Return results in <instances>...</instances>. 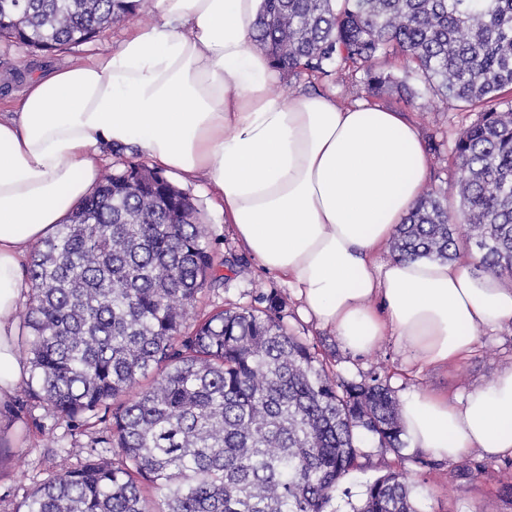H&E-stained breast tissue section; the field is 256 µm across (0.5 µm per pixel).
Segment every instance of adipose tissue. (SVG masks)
Wrapping results in <instances>:
<instances>
[{
    "label": "adipose tissue",
    "mask_w": 512,
    "mask_h": 512,
    "mask_svg": "<svg viewBox=\"0 0 512 512\" xmlns=\"http://www.w3.org/2000/svg\"><path fill=\"white\" fill-rule=\"evenodd\" d=\"M155 4L112 51L30 78L15 116H0V403L27 377L22 260L89 195L107 147L204 179L244 249L352 353L389 337L419 366L444 365L471 356L479 329L512 322V285L496 273L380 258L427 178L402 113L277 98L280 72L252 39L261 0ZM400 414L409 447L439 459L512 456V368L457 401L406 395Z\"/></svg>",
    "instance_id": "1"
}]
</instances>
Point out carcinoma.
I'll return each instance as SVG.
<instances>
[{"instance_id":"1","label":"carcinoma","mask_w":512,"mask_h":512,"mask_svg":"<svg viewBox=\"0 0 512 512\" xmlns=\"http://www.w3.org/2000/svg\"><path fill=\"white\" fill-rule=\"evenodd\" d=\"M149 0H0V39L53 51L98 37ZM257 41L276 66L364 73L370 97L408 56L437 94L479 108L455 145L462 209L426 194L393 238L402 259L449 261L457 224L480 267L512 274V0H263ZM199 212L161 172L104 175L28 269L21 354L29 395L73 433L103 425L77 463L18 512H327L367 446L402 456L381 375L347 379L289 332L282 302L187 324L216 283ZM352 512H419L405 474L366 485Z\"/></svg>"}]
</instances>
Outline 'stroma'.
<instances>
[{
    "mask_svg": "<svg viewBox=\"0 0 512 512\" xmlns=\"http://www.w3.org/2000/svg\"><path fill=\"white\" fill-rule=\"evenodd\" d=\"M128 28L125 22L115 24L94 41L55 52L1 42L0 113L15 111L25 87L23 80H13L14 72L47 74L85 61L115 47ZM380 68L391 75L395 85L373 100L376 105L404 113L416 125L428 155L427 191L447 199L451 207H459L460 199L452 192L459 176L454 146L461 132L479 120V113L437 95L415 64L402 54L381 59ZM306 89L331 93L344 103L370 100L358 78L348 75L335 80L285 75L274 87L284 99ZM181 189L201 213L206 240L222 276L220 282L203 288L197 312L248 306L259 295H277L284 303L282 314L291 333L319 352H335L339 359L336 370L346 378L381 373L398 399L412 390L460 395L488 385L501 371L512 367L511 324L479 331L476 349L468 359L418 374L410 371L409 356L390 340L369 353L351 354L341 348L334 334L305 321L290 288L242 251L212 190L200 181L182 184ZM77 442L86 445L90 438L71 437L65 422L57 420L45 404L29 399L25 390H18L12 401L0 406V512H16L49 470L72 464L68 451ZM385 460L405 472L421 512H512V457L489 459L469 451L448 462L406 448L398 456L386 454Z\"/></svg>",
    "mask_w": 512,
    "mask_h": 512,
    "instance_id": "35a3bbf8",
    "label": "stroma"
}]
</instances>
